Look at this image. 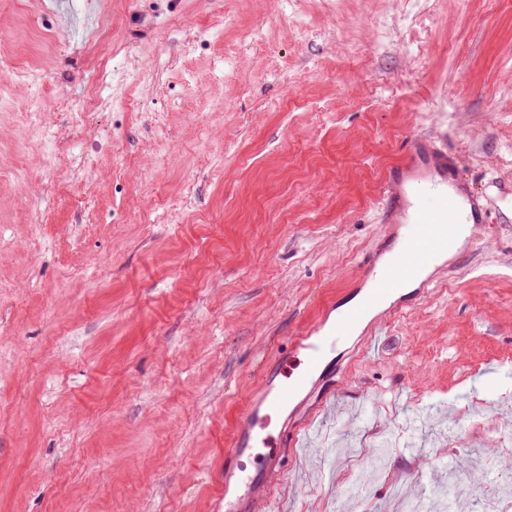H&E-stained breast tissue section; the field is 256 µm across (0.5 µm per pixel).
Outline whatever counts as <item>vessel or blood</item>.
<instances>
[{
    "label": "vessel or blood",
    "instance_id": "vessel-or-blood-1",
    "mask_svg": "<svg viewBox=\"0 0 512 512\" xmlns=\"http://www.w3.org/2000/svg\"><path fill=\"white\" fill-rule=\"evenodd\" d=\"M436 197L431 208L419 204V182ZM387 211L393 220L387 234L388 250H399L398 260L387 261L374 257L367 274L374 285L359 303L333 327L314 325L290 337L289 360L306 359L310 369L322 366L326 357L336 349L337 342L356 332L364 317L386 304L392 296L402 294L408 280L415 278L430 260L456 250L460 226L449 221L448 213L463 209L467 221L482 224L483 208L473 197L464 195L455 178L454 168L447 157L431 158L416 153L402 164L397 174L384 187ZM304 379L282 385L274 375L264 378L265 394L258 407L245 411L238 432L233 436L229 453L238 459L249 455L255 444L271 452L294 447L299 443L296 433L287 429L272 430L274 418L279 417L304 386Z\"/></svg>",
    "mask_w": 512,
    "mask_h": 512
}]
</instances>
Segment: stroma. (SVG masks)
Here are the masks:
<instances>
[{"label": "stroma", "instance_id": "stroma-1", "mask_svg": "<svg viewBox=\"0 0 512 512\" xmlns=\"http://www.w3.org/2000/svg\"><path fill=\"white\" fill-rule=\"evenodd\" d=\"M0 0V512H224L289 336L367 288L420 139L488 206L287 410L269 512L512 483V0ZM257 42H250L251 34ZM90 124L72 123L98 79ZM381 475L339 495L387 431Z\"/></svg>", "mask_w": 512, "mask_h": 512}]
</instances>
